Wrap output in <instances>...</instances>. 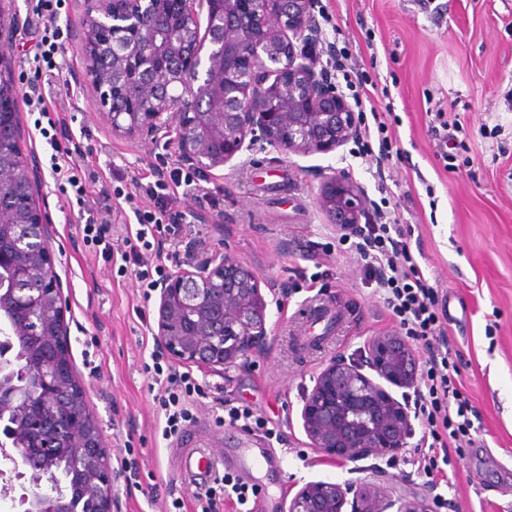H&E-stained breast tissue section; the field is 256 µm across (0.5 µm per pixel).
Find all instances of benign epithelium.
<instances>
[{
  "label": "benign epithelium",
  "instance_id": "benign-epithelium-1",
  "mask_svg": "<svg viewBox=\"0 0 512 512\" xmlns=\"http://www.w3.org/2000/svg\"><path fill=\"white\" fill-rule=\"evenodd\" d=\"M82 46L86 76L112 133L160 145L176 143L201 171L227 164L256 137L285 152H330L356 130L357 116L345 97L317 70L309 41L314 0H85ZM15 0H0V47L20 30ZM206 26H201V14ZM112 28V42L96 33ZM19 87L0 59V335L9 338L14 359L0 356V453L15 471L44 478L48 462L68 458L81 473L82 494L61 496L57 488L31 484L23 512H111L114 478L109 451L86 407L84 392L60 361L67 358L64 325L68 304L55 267L54 221L45 179L34 152L21 146ZM337 224L367 218L356 186L332 177L319 199ZM31 226L36 243L18 241ZM33 282L30 287L20 284ZM154 336L172 359L215 371L257 353L265 343L266 301L255 275L222 250L205 252L178 268L156 288ZM362 360L338 354L314 380L301 408L311 447L333 460H362L406 447L414 433L407 400H398L363 373L411 389L419 358L406 337H375ZM37 376L26 395L15 366ZM37 409L51 423L76 411L70 424L56 426L47 457L25 451L28 419ZM386 512L370 506L354 484L312 482L291 500L288 512Z\"/></svg>",
  "mask_w": 512,
  "mask_h": 512
}]
</instances>
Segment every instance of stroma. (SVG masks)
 Segmentation results:
<instances>
[{
	"label": "stroma",
	"instance_id": "35a3bbf8",
	"mask_svg": "<svg viewBox=\"0 0 512 512\" xmlns=\"http://www.w3.org/2000/svg\"><path fill=\"white\" fill-rule=\"evenodd\" d=\"M330 20L314 30L317 53L329 43L347 48L367 73L398 151L378 191L354 142L326 153H285L255 140L223 167L203 173L217 207L181 199L182 242L168 271L203 250L224 252L255 273L267 302L269 335L259 354L228 373L191 367L205 395L191 408L193 423L180 437L163 439L165 419L152 402V365L173 363L153 332L157 302L141 298L134 273L119 275L83 241L55 180L47 203L55 223V266L69 309L65 317L70 361L99 421L111 459L123 449L140 453L143 472L161 488L191 495L177 456L204 448L220 471L253 485L269 512H287L306 484L353 482L378 495L416 504L420 512H512V0H321ZM71 0L64 68L51 90L63 98L80 148L96 149L98 173H111L112 197L97 205L112 211V233L134 223L116 193L133 192L146 163L185 167L176 148L114 135L97 111L85 77L80 16ZM342 175L363 198L385 201L413 227L411 246L447 295L450 340L465 392L481 411L484 428L474 442L449 451L452 490L436 492L412 464L417 438L392 456L332 460L312 448L302 427V399L324 364L353 355L373 337L397 332L383 295L363 285V270L338 237V224L320 208L328 179ZM312 287L296 290L303 277ZM100 376H93L92 365ZM250 405L278 429L222 423L225 407ZM236 448H262L275 467L234 464Z\"/></svg>",
	"mask_w": 512,
	"mask_h": 512
}]
</instances>
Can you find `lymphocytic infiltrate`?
<instances>
[{"label": "lymphocytic infiltrate", "mask_w": 512, "mask_h": 512, "mask_svg": "<svg viewBox=\"0 0 512 512\" xmlns=\"http://www.w3.org/2000/svg\"><path fill=\"white\" fill-rule=\"evenodd\" d=\"M69 5L70 0H31L38 39L28 61L31 75L26 80L25 105L44 122L39 132L52 150L51 169L58 177L65 206L76 213L83 226L85 241L98 246L105 260L136 267L144 290L149 291L155 285L151 270L163 258L162 243L177 244L183 234L185 215L175 205L181 186L191 184L192 179L149 165L144 179L134 182L138 193L148 199L147 206L133 210L135 233L113 237L111 212L97 209L86 169L70 159L69 145L75 135L63 105L49 90L61 76L57 58L64 52L68 32L59 20ZM347 59L345 51L327 52L321 69L324 74L342 77L347 87L353 88L355 104L362 111L373 97L366 77L348 66ZM403 224L400 214L375 210L373 219L349 225L350 248L362 262L365 284L384 290L385 303L401 330L422 341L429 353L420 384L413 390L414 405L424 418L420 442L427 450L413 464L428 484L437 488L450 483L444 468L448 448L470 436L480 411L463 390L456 350L438 346L448 334L449 321L439 309L437 288L412 253ZM153 382L157 387L154 400L166 417L163 434L177 435L191 421L190 403L203 389L186 372L157 375ZM192 497L200 512H224L228 506L235 512H255L248 483L228 473L215 478L211 486L193 491Z\"/></svg>", "instance_id": "obj_1"}]
</instances>
